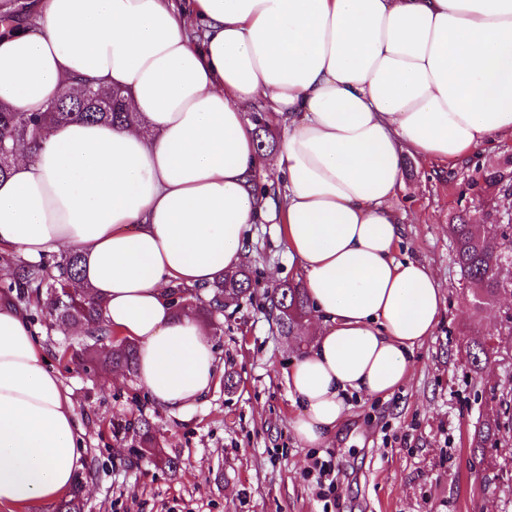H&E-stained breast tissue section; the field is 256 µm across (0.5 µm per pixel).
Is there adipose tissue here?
<instances>
[{
    "mask_svg": "<svg viewBox=\"0 0 512 512\" xmlns=\"http://www.w3.org/2000/svg\"><path fill=\"white\" fill-rule=\"evenodd\" d=\"M39 27L0 29V101L44 111L89 77L134 121L55 127L0 178V245L63 250L137 384L165 411L202 403L223 366L176 288L206 290L281 225L311 311L284 379L290 428L328 445L351 397L406 385L445 300L426 261L397 259L400 154L454 167L512 139V0H40ZM287 115L274 154L246 114ZM270 168L277 199L246 176ZM70 389L26 314L0 302V512L42 505L82 468Z\"/></svg>",
    "mask_w": 512,
    "mask_h": 512,
    "instance_id": "1",
    "label": "adipose tissue"
}]
</instances>
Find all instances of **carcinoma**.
Instances as JSON below:
<instances>
[{
  "mask_svg": "<svg viewBox=\"0 0 512 512\" xmlns=\"http://www.w3.org/2000/svg\"><path fill=\"white\" fill-rule=\"evenodd\" d=\"M24 17L28 24L36 22L28 0H0V25L12 27ZM133 120L122 91L97 85L89 79L80 81L77 93H63L44 112H19L8 103L0 102V176L9 174L15 147L19 143L37 144L50 130L63 123L92 121L107 125H122ZM478 179L485 188L508 194L512 191V170L476 168ZM455 249V261L460 269L462 285L470 291L473 307L482 311L492 305L507 290H512V217L507 221L493 220L487 224L471 223L468 209L463 207L457 223L448 225ZM82 256L69 253L58 259L29 263H14L10 280L0 283V290L13 293L25 303H36L55 317L60 329L71 324L84 327L83 348L73 353L75 360L86 371H108L122 368L128 375L136 374V345L125 339H112V326L105 323L101 305L88 293L77 292L72 283L80 280ZM257 281L243 267L229 270L224 278L208 289L206 296L195 292L199 301L196 311L213 321L224 314V299L237 301L252 296ZM268 315L280 332L294 336L308 315L309 303L305 291L298 284L281 283L269 295ZM495 347L488 342H476L467 355L475 370H480L493 354ZM112 434L129 437L140 451L154 454L159 436L148 419L130 417L112 422ZM83 482L77 481L62 498L59 512H84Z\"/></svg>",
  "mask_w": 512,
  "mask_h": 512,
  "instance_id": "cac0c4a2",
  "label": "carcinoma"
}]
</instances>
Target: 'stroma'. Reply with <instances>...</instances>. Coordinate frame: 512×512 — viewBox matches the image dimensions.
I'll return each mask as SVG.
<instances>
[{"label":"stroma","mask_w":512,"mask_h":512,"mask_svg":"<svg viewBox=\"0 0 512 512\" xmlns=\"http://www.w3.org/2000/svg\"><path fill=\"white\" fill-rule=\"evenodd\" d=\"M512 158V140L497 142L453 170L404 152V190L397 209L404 224L399 254L426 260L435 271L445 310L418 352L410 383L389 399H353L352 409L324 448L299 445L289 427L295 412L282 371L297 352L266 313L265 290L300 274L289 263L277 225L253 227L250 263L259 284L252 298L227 310L211 341L236 381L216 382L193 410L158 408L129 377L85 375L61 360L60 345L80 346L49 317L25 313L49 364L72 391L87 449L83 470L92 490L85 512H512V334L507 306L475 312L459 284L448 235L468 198L476 165ZM494 337L498 352L482 370L466 355L477 339ZM145 414L156 423L177 471L141 458L115 438L111 423ZM499 431L476 447L488 418Z\"/></svg>","instance_id":"35a3bbf8"}]
</instances>
